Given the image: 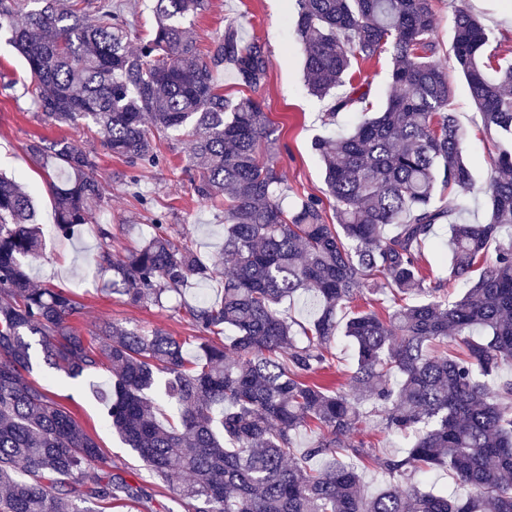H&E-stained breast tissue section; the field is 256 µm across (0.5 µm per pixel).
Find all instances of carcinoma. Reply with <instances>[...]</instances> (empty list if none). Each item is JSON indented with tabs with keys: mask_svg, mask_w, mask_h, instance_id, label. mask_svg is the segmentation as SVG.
Listing matches in <instances>:
<instances>
[{
	"mask_svg": "<svg viewBox=\"0 0 512 512\" xmlns=\"http://www.w3.org/2000/svg\"><path fill=\"white\" fill-rule=\"evenodd\" d=\"M201 2L153 0L154 33L132 52L134 31L112 0H0V32L34 76L44 120L96 130L131 166L156 164L163 141L192 127L195 191L224 205L230 263L220 300L186 306L206 334L194 360L158 329L107 324L88 339L72 323L81 303L70 292L31 284L26 260L42 247L33 198L0 176V512H98L100 503L144 496L105 468L68 412L23 381L32 336L70 378L112 367V429L190 512H512V378L498 375L512 364V62L489 72L486 28L456 11L451 50L496 136L487 219L466 224L434 205L440 188L470 192L473 174L448 69L437 61L431 0H296L308 91L330 98L333 116L361 113L350 131L313 144L336 214L330 224L320 198L291 214L282 208L279 173L258 158L272 134L266 112L251 97L225 96L213 79L228 64L239 88L258 89L268 74L264 48L241 43L230 23L201 52L188 21ZM383 53L396 93L374 112L351 71ZM29 151L40 166L64 171L50 184L56 233L74 236L105 202L98 154L66 139H40ZM438 224L449 229L448 280L464 286L451 302L418 262ZM100 265L112 272V293L159 308L189 279L213 278L189 237L175 240L161 224L121 259L101 251ZM366 290L428 300L353 314L346 392L318 377L334 360L337 309ZM302 292L313 293L320 312L300 342L278 305ZM226 325L236 332L227 347L212 339ZM160 373L164 421L149 396ZM365 401L383 430L411 441L405 453L348 442ZM307 428L314 438L299 450L294 437ZM323 456L327 465L315 467ZM369 468L394 482L367 494ZM436 468L452 471L464 494L395 482Z\"/></svg>",
	"mask_w": 512,
	"mask_h": 512,
	"instance_id": "1",
	"label": "carcinoma"
}]
</instances>
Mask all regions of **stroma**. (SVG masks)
<instances>
[{
  "instance_id": "obj_1",
  "label": "stroma",
  "mask_w": 512,
  "mask_h": 512,
  "mask_svg": "<svg viewBox=\"0 0 512 512\" xmlns=\"http://www.w3.org/2000/svg\"><path fill=\"white\" fill-rule=\"evenodd\" d=\"M469 9L492 34L488 53L512 57V0H432L435 36L441 45L439 61L448 68L453 86L452 108L465 133L464 149L474 173V188L467 195L444 192L435 202L463 211L465 219L486 218V189L495 173L494 145L477 111L470 89L458 71L450 44L452 21L457 9ZM296 0H206L194 18L198 41L209 47L234 24L244 41L256 40L265 47L268 77L255 92L272 122L273 145H261V158L273 159L284 184L282 203L294 211L301 200L325 197L322 165L312 149L317 138L347 131L356 115L339 113L329 118V100L311 95L303 77V49L294 36ZM357 81L368 84L374 108H382L391 90L388 55L358 62ZM34 78L25 62L0 33V172L15 177L31 190L36 222L44 233L43 254L29 265L37 287L64 288L82 305L76 326L89 332L103 324H121L145 330L158 329L185 343L187 357H194L199 330L192 325L186 305L214 300L221 292L223 274L206 283L189 281L167 309L133 305L110 290V273L99 271L100 227L112 232V254L120 258L142 244L154 225H164L175 238L189 235L201 261L213 263L224 239V209L202 203L194 190L191 139L179 132L163 144L160 161L153 166L132 167L122 159L101 152L97 177L107 190L104 207L92 223L82 225L78 236L65 239L52 230L55 206L46 171L29 151L39 138H65L82 149H99V140L82 128L44 121L28 92ZM25 380L42 389L67 411L98 443L107 463L147 495L141 505L106 506L105 512H188L184 499L172 487L153 479L144 464L120 442L108 423L99 394L110 388L108 367L70 378L49 367L41 354H34Z\"/></svg>"
}]
</instances>
